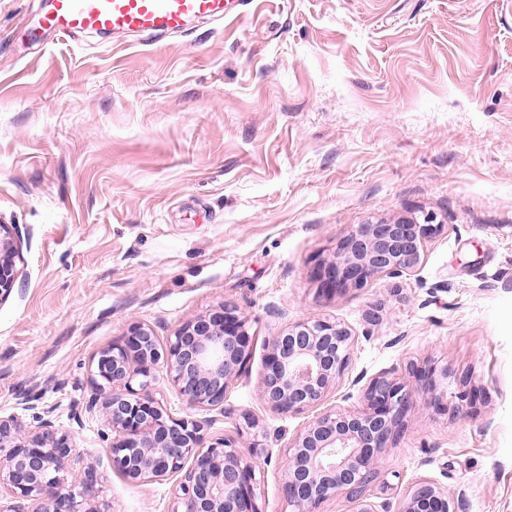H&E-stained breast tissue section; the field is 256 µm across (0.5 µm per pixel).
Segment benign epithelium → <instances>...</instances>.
I'll list each match as a JSON object with an SVG mask.
<instances>
[{"mask_svg":"<svg viewBox=\"0 0 512 512\" xmlns=\"http://www.w3.org/2000/svg\"><path fill=\"white\" fill-rule=\"evenodd\" d=\"M445 224L417 211L360 224L316 260L319 293L333 297L365 287L374 278H396L421 260L427 243ZM15 234L0 224V296L15 287L20 269ZM248 319L224 302L188 321L162 340L143 323L101 350L91 369L94 394L86 405L102 409L112 431V470L132 484L176 477L181 495L173 512H262L256 457L265 431L252 417L235 437L211 438V418L176 417L153 394L161 368L186 405L199 411L224 409V395L249 355ZM352 333L337 321H297L268 339L258 400L281 415L323 404L349 361ZM427 395L425 404L448 411V368L433 362L410 367ZM414 392L398 377L373 378L359 410L316 415L296 435L284 465L281 494L291 512H320L339 492L354 512L378 510L367 490L382 454L404 429ZM454 397L470 406L483 392L459 380ZM26 414L0 415V512H109L98 506V474L73 444L69 429L51 410L35 404ZM399 512H457L454 499L435 483L419 481Z\"/></svg>","mask_w":512,"mask_h":512,"instance_id":"1","label":"benign epithelium"}]
</instances>
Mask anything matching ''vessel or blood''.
<instances>
[{"label":"vessel or blood","mask_w":512,"mask_h":512,"mask_svg":"<svg viewBox=\"0 0 512 512\" xmlns=\"http://www.w3.org/2000/svg\"><path fill=\"white\" fill-rule=\"evenodd\" d=\"M249 0H45L29 30L31 40L51 33L63 40L96 31L135 36H179L190 21L222 22Z\"/></svg>","instance_id":"vessel-or-blood-1"}]
</instances>
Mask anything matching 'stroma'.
Instances as JSON below:
<instances>
[{"label": "stroma", "mask_w": 512, "mask_h": 512, "mask_svg": "<svg viewBox=\"0 0 512 512\" xmlns=\"http://www.w3.org/2000/svg\"><path fill=\"white\" fill-rule=\"evenodd\" d=\"M41 0H0V222L23 256L0 298V414L52 409L97 459L112 512H173L179 483L112 470L94 356L131 324L157 336L223 302L250 357L210 437L265 427L263 512L308 414L257 399L267 340L331 319L354 343L325 408L426 361L486 393L426 409L386 449L374 502L419 480L459 512H512V0H253L182 37L86 34L30 45ZM415 210L445 225L420 263L332 298L313 280L357 225Z\"/></svg>", "instance_id": "1"}]
</instances>
